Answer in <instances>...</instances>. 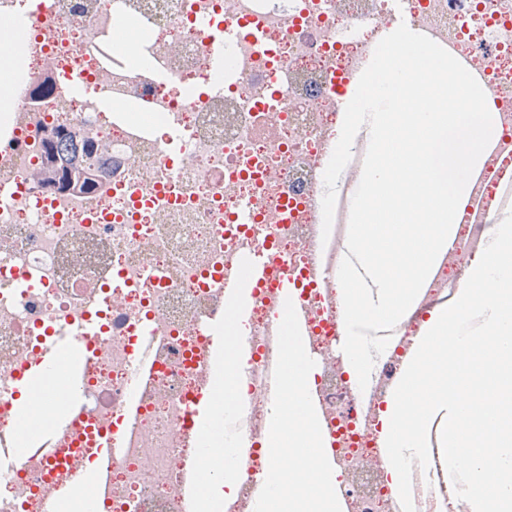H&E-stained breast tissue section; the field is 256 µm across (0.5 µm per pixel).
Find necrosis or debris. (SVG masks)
Segmentation results:
<instances>
[{
	"label": "necrosis or debris",
	"mask_w": 512,
	"mask_h": 512,
	"mask_svg": "<svg viewBox=\"0 0 512 512\" xmlns=\"http://www.w3.org/2000/svg\"><path fill=\"white\" fill-rule=\"evenodd\" d=\"M390 0H0L15 35L0 38V438L22 439L14 412L18 379L56 332L85 358L83 408L65 430L56 422L67 395L51 391L30 414L55 433L56 460L21 452L0 476V512H61L59 484L81 483L105 437L133 433L113 458L111 492L91 512H258L274 460L265 444L287 424L286 401L268 369L284 368L293 319L310 363L305 395L321 432L316 453L333 466L343 512H396L398 476L387 451L393 391L432 319L461 294L497 224L507 196L494 182L469 180L483 222L459 205L450 241L417 298L377 357L367 388L342 351L338 265L321 240L323 174L341 115L378 42L388 35ZM415 32L453 55L488 89L494 120L486 167L512 166V0H407ZM243 28L216 72L199 17ZM81 75L87 94L57 82ZM148 97V117L112 113ZM184 136L172 159L162 132ZM82 166L97 174L88 190L43 185L42 160L56 131ZM250 202L253 221L237 219ZM268 256L250 288L243 330L230 340L232 363L212 357L232 306L223 273L248 252ZM294 290L282 296L279 283ZM99 331L83 336L82 323ZM231 375L238 395L212 406L203 428L190 423L196 396ZM224 452L229 486L202 504L183 478L202 469L211 445ZM415 512H470L459 499L432 439L427 468H414Z\"/></svg>",
	"instance_id": "1"
}]
</instances>
